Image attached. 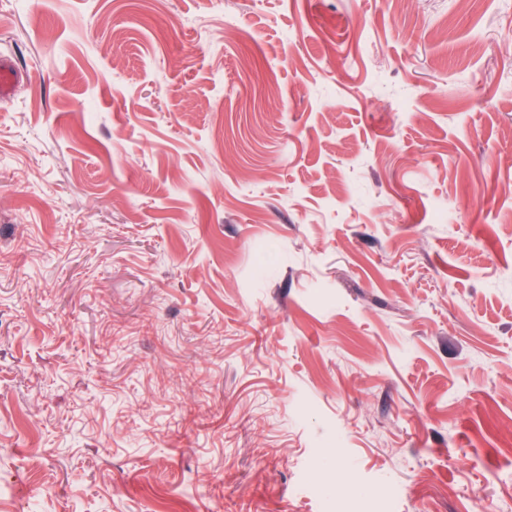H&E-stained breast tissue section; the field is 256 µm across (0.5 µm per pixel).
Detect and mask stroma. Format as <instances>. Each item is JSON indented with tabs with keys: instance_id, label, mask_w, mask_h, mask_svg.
Listing matches in <instances>:
<instances>
[{
	"instance_id": "35a3bbf8",
	"label": "stroma",
	"mask_w": 512,
	"mask_h": 512,
	"mask_svg": "<svg viewBox=\"0 0 512 512\" xmlns=\"http://www.w3.org/2000/svg\"><path fill=\"white\" fill-rule=\"evenodd\" d=\"M0 56V512H512V0H0Z\"/></svg>"
}]
</instances>
